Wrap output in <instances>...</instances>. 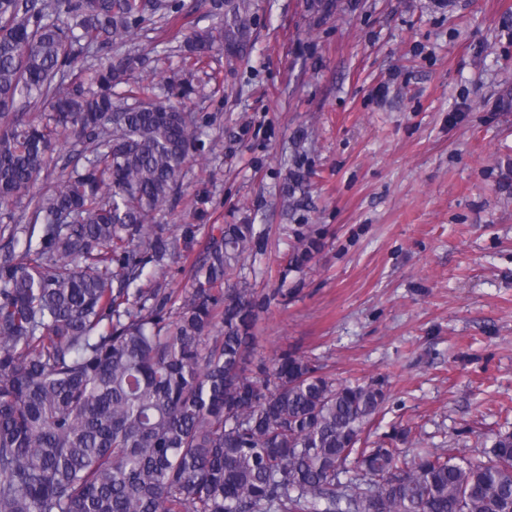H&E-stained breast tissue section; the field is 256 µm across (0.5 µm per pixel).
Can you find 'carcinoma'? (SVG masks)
I'll use <instances>...</instances> for the list:
<instances>
[{"label": "carcinoma", "instance_id": "cac0c4a2", "mask_svg": "<svg viewBox=\"0 0 512 512\" xmlns=\"http://www.w3.org/2000/svg\"><path fill=\"white\" fill-rule=\"evenodd\" d=\"M196 59L251 37L248 6L205 0ZM180 0H0V512H507L512 434L477 459L360 445L384 382L341 381L297 352L255 362L259 324L288 290L236 281L266 228H212L173 295L142 285L198 244L156 215L180 199L214 112L193 80H133L125 47ZM91 59L89 79L72 77ZM128 86L132 104L114 88ZM37 115L15 112L18 101ZM82 146L43 186L55 147ZM26 201L15 213L12 205ZM30 221L21 223L26 211ZM300 271L321 239L294 230Z\"/></svg>", "mask_w": 512, "mask_h": 512}]
</instances>
